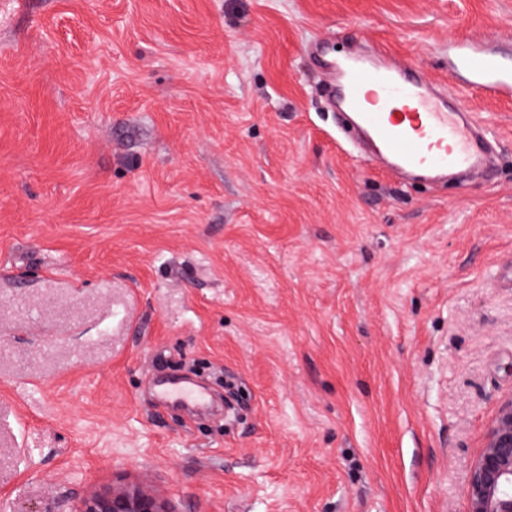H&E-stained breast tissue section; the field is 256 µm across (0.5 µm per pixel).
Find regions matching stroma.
<instances>
[{
    "label": "stroma",
    "mask_w": 512,
    "mask_h": 512,
    "mask_svg": "<svg viewBox=\"0 0 512 512\" xmlns=\"http://www.w3.org/2000/svg\"><path fill=\"white\" fill-rule=\"evenodd\" d=\"M475 40L512 48V0H0V512H469L512 398V97L455 69ZM376 44L490 178L345 138L324 65ZM161 398L176 402H195L200 403L203 401V395L200 392L194 391L182 383H173L160 390ZM80 512H172L165 499L143 484L104 487L83 502Z\"/></svg>",
    "instance_id": "stroma-1"
}]
</instances>
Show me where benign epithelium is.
<instances>
[{"label":"benign epithelium","mask_w":512,"mask_h":512,"mask_svg":"<svg viewBox=\"0 0 512 512\" xmlns=\"http://www.w3.org/2000/svg\"><path fill=\"white\" fill-rule=\"evenodd\" d=\"M469 512H512V398L500 408L485 444L469 470L465 488ZM80 512H172L146 486L104 487L83 502Z\"/></svg>","instance_id":"7a95c632"}]
</instances>
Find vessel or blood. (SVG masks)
Masks as SVG:
<instances>
[{"instance_id": "vessel-or-blood-1", "label": "vessel or blood", "mask_w": 512, "mask_h": 512, "mask_svg": "<svg viewBox=\"0 0 512 512\" xmlns=\"http://www.w3.org/2000/svg\"><path fill=\"white\" fill-rule=\"evenodd\" d=\"M463 66L483 78L497 74L502 62L480 51L466 56ZM328 69L341 87L342 108L368 134L375 161L393 174H443L484 163V137L476 126L449 111L404 64L378 52L365 61L356 54L331 60Z\"/></svg>"}]
</instances>
